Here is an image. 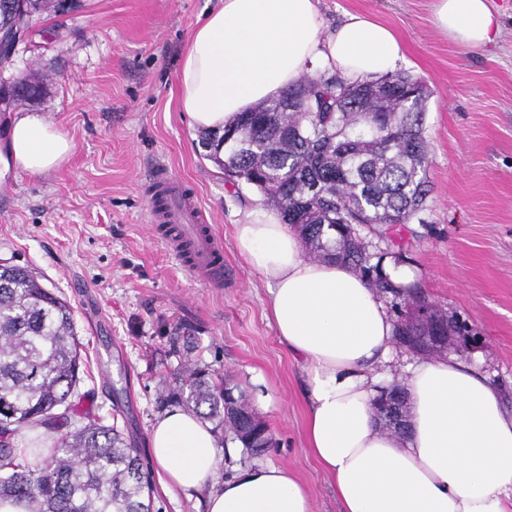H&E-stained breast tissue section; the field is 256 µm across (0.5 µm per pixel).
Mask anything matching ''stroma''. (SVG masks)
<instances>
[{
	"label": "stroma",
	"mask_w": 512,
	"mask_h": 512,
	"mask_svg": "<svg viewBox=\"0 0 512 512\" xmlns=\"http://www.w3.org/2000/svg\"><path fill=\"white\" fill-rule=\"evenodd\" d=\"M219 0H80L46 16L36 43L20 41L0 66V88L38 70L46 88L30 102L75 141L57 170L10 169L0 185V265L30 269L67 300L80 343L78 408L114 422L140 452L172 398L184 360L228 376L272 436L248 458L233 448L223 473L272 463L305 486L313 512H341L306 441L304 370L267 316L265 279L240 256L234 227L254 190L225 180L205 132L190 127L177 71L196 22ZM326 30L347 14L391 26L405 60L398 73L426 88L424 136L431 193L404 225L402 259L454 328L449 356L495 383L512 411V18L496 44L457 45L433 25V0H321ZM192 183L224 241L232 279L204 288L147 236L140 189L155 162ZM111 373L103 387L102 373Z\"/></svg>",
	"instance_id": "obj_1"
}]
</instances>
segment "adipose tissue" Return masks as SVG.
Listing matches in <instances>:
<instances>
[{
    "instance_id": "obj_1",
    "label": "adipose tissue",
    "mask_w": 512,
    "mask_h": 512,
    "mask_svg": "<svg viewBox=\"0 0 512 512\" xmlns=\"http://www.w3.org/2000/svg\"><path fill=\"white\" fill-rule=\"evenodd\" d=\"M504 20L492 0L433 3L436 28L464 47L494 44ZM404 57L397 34L364 15L325 32L320 0H223L192 31L177 72L180 106L192 128L220 133L307 67L356 81L384 76ZM74 149L40 113L13 117L8 153L16 168L41 176ZM235 242L269 286L279 341L305 365L308 448L343 512H512V413L495 384L457 358L418 360L406 379L408 434L381 429L374 405L394 380L398 351L377 290L348 264L309 259L273 210L252 209ZM148 443L166 483L206 491L207 512H312L306 488L286 468L255 464L221 477L217 437L192 413H165Z\"/></svg>"
}]
</instances>
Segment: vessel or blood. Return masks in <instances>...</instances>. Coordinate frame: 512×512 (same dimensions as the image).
<instances>
[{"mask_svg": "<svg viewBox=\"0 0 512 512\" xmlns=\"http://www.w3.org/2000/svg\"><path fill=\"white\" fill-rule=\"evenodd\" d=\"M144 193L152 240L165 247L192 281L223 287L224 243L212 232L195 189L160 163L151 169Z\"/></svg>", "mask_w": 512, "mask_h": 512, "instance_id": "vessel-or-blood-1", "label": "vessel or blood"}]
</instances>
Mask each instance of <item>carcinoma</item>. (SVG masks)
Masks as SVG:
<instances>
[{
    "label": "carcinoma",
    "mask_w": 512,
    "mask_h": 512,
    "mask_svg": "<svg viewBox=\"0 0 512 512\" xmlns=\"http://www.w3.org/2000/svg\"><path fill=\"white\" fill-rule=\"evenodd\" d=\"M76 0H0V29L39 35L41 16L64 15ZM378 98L360 82L321 73L307 76L278 98L242 112L218 140L224 175L235 186L262 194L281 210L284 223L307 244L312 259L352 265L379 291L411 307L395 324L398 344L426 355L451 345L448 316L420 293L402 289L383 272L358 233L374 225L386 249L397 246V226L408 224L429 194L424 98L419 82L386 75ZM42 78L0 93L10 106L36 98ZM443 336L442 343L434 337ZM80 346L67 301L44 288L29 270L0 267V501L25 512H152V487L138 449L118 429L77 412ZM177 400L224 429L244 453L272 444L267 425L247 396L187 362ZM56 436L46 457L15 463L12 436L27 426Z\"/></svg>",
    "instance_id": "cac0c4a2"
}]
</instances>
